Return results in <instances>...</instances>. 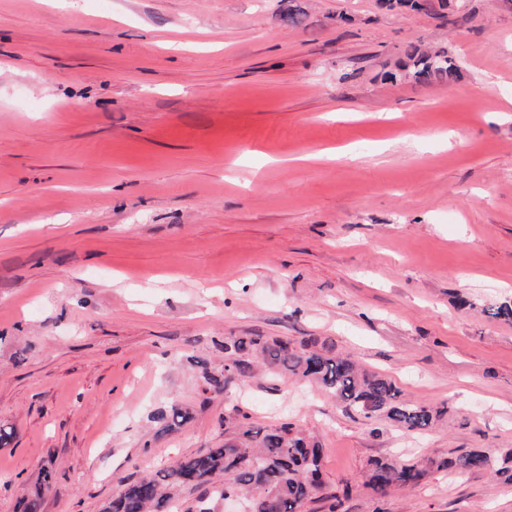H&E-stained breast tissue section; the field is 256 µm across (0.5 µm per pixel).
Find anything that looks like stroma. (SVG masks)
Wrapping results in <instances>:
<instances>
[{
	"label": "stroma",
	"instance_id": "1",
	"mask_svg": "<svg viewBox=\"0 0 512 512\" xmlns=\"http://www.w3.org/2000/svg\"><path fill=\"white\" fill-rule=\"evenodd\" d=\"M469 21L451 25L457 2ZM0 0V512H40L289 418L323 446L303 512H512L436 463L512 448V0ZM346 21H338V14ZM447 50L450 83L401 74ZM342 159L319 158V151ZM348 355L423 432L291 378L202 390L228 336ZM191 406L156 438L152 413ZM429 466L377 498L374 457Z\"/></svg>",
	"mask_w": 512,
	"mask_h": 512
}]
</instances>
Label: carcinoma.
Masks as SVG:
<instances>
[{"instance_id": "1", "label": "carcinoma", "mask_w": 512, "mask_h": 512, "mask_svg": "<svg viewBox=\"0 0 512 512\" xmlns=\"http://www.w3.org/2000/svg\"><path fill=\"white\" fill-rule=\"evenodd\" d=\"M403 69L423 84L451 82L459 74L457 61L443 50L425 51L411 44L404 52ZM224 363L214 369L204 360L194 361L204 391L225 393L237 381L266 369L274 376L291 375L336 396L348 408L366 418L384 416L400 427L421 432L433 422L432 410L398 398L399 391L386 377L367 372L350 357L317 349L315 343L298 344L277 336H231L224 339ZM190 409L171 405L157 409L156 435L186 424ZM322 448L291 422L256 430L242 427L219 448L176 460L131 481L102 512H174L179 496L197 491L194 512H214L219 501L239 496L245 512H301L306 502L322 492ZM460 474L491 472L512 485V450L493 457L471 449L437 464ZM428 470L418 464H402L390 458L368 463L363 485L382 499L393 490L420 484Z\"/></svg>"}]
</instances>
